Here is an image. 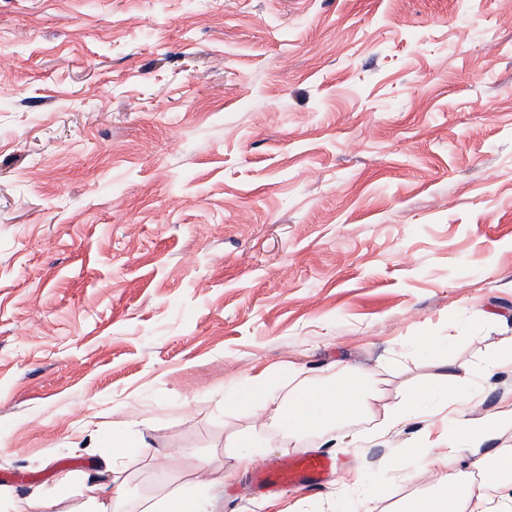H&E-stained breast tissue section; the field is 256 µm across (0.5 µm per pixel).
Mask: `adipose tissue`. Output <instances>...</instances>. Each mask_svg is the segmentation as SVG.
<instances>
[{
    "mask_svg": "<svg viewBox=\"0 0 512 512\" xmlns=\"http://www.w3.org/2000/svg\"><path fill=\"white\" fill-rule=\"evenodd\" d=\"M504 364H512V348L490 355L482 366L460 364L452 372L440 373L435 386L453 397L477 369L488 371ZM270 381L265 371L248 376L239 387L225 392V406H247L258 414L269 411ZM377 384L375 373L351 375L345 367H338L319 388L296 386L289 395L287 409L271 411L272 420L298 437L313 430L336 428L372 413L378 397ZM506 427L512 428V401L502 402L497 412L491 414L469 408L454 418L452 426L445 429L438 441L421 439L413 450L414 455L427 471L444 476L447 486L441 491L407 499L404 512H512V496L493 495L488 485L466 480L457 470L462 448L482 447ZM60 484L68 493L83 495L90 512H122L128 499L125 483L114 479L100 481L89 473L75 478L63 476ZM204 500L203 489L176 485L147 499L144 512H204Z\"/></svg>",
    "mask_w": 512,
    "mask_h": 512,
    "instance_id": "obj_1",
    "label": "adipose tissue"
}]
</instances>
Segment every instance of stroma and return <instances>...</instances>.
<instances>
[{
    "label": "stroma",
    "instance_id": "35a3bbf8",
    "mask_svg": "<svg viewBox=\"0 0 512 512\" xmlns=\"http://www.w3.org/2000/svg\"><path fill=\"white\" fill-rule=\"evenodd\" d=\"M509 346L512 0H0L1 488L78 512L60 476L139 421L130 512L199 476L206 512H336L356 472L394 512L418 425L272 427L241 470L225 388L339 361L380 414ZM302 452L321 489L250 482Z\"/></svg>",
    "mask_w": 512,
    "mask_h": 512
}]
</instances>
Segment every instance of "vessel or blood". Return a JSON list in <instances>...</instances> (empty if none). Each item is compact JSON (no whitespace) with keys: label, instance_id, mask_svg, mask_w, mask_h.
I'll list each match as a JSON object with an SVG mask.
<instances>
[{"label":"vessel or blood","instance_id":"1","mask_svg":"<svg viewBox=\"0 0 512 512\" xmlns=\"http://www.w3.org/2000/svg\"><path fill=\"white\" fill-rule=\"evenodd\" d=\"M335 460L324 454L299 453L282 460L276 467L254 474L260 487L281 492L297 484L322 486L335 468Z\"/></svg>","mask_w":512,"mask_h":512}]
</instances>
